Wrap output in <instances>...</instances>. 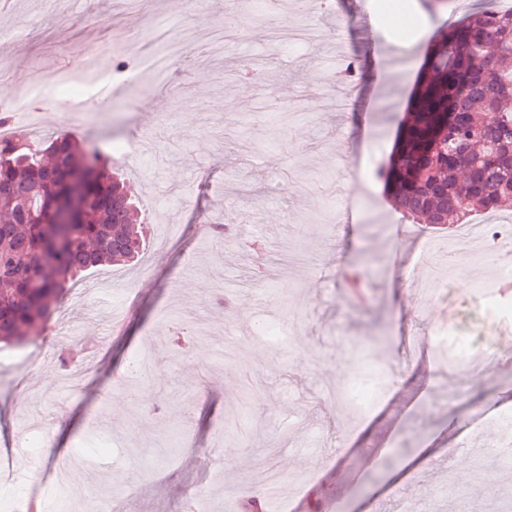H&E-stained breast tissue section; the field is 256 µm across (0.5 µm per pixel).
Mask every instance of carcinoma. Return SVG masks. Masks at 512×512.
<instances>
[{
  "mask_svg": "<svg viewBox=\"0 0 512 512\" xmlns=\"http://www.w3.org/2000/svg\"><path fill=\"white\" fill-rule=\"evenodd\" d=\"M410 111L396 115L397 154L377 169L413 224L449 229L512 208V11L493 0L448 22L429 47ZM112 157L57 137L0 138V342L41 336L51 302L82 272L139 254L143 218ZM367 294L362 268L345 274Z\"/></svg>",
  "mask_w": 512,
  "mask_h": 512,
  "instance_id": "carcinoma-1",
  "label": "carcinoma"
}]
</instances>
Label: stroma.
<instances>
[{
	"instance_id": "obj_1",
	"label": "stroma",
	"mask_w": 512,
	"mask_h": 512,
	"mask_svg": "<svg viewBox=\"0 0 512 512\" xmlns=\"http://www.w3.org/2000/svg\"><path fill=\"white\" fill-rule=\"evenodd\" d=\"M432 0H338L312 12L284 0L264 20L243 0H0V64L105 73L134 64L140 42L166 29L186 48L178 83L149 71L103 105L72 115L62 98L39 102L47 122L13 115L19 133L58 134L97 148L148 134L152 151L112 166L149 218L135 264L99 267L53 301L44 339L0 344V512L37 499L54 512L56 473L83 456L84 483L106 512H180L202 492L208 512L257 489L261 472L283 484L267 512H512L487 488L512 494L497 447L512 441V295H479L494 277L473 239L440 274L430 298L415 288L443 258L452 231L407 224L370 167L396 136L371 43L426 48L452 16ZM314 25L325 48L281 54L282 32ZM359 60L346 111L321 94L334 79L338 43ZM232 219L217 241L214 223ZM363 264L370 302L356 306L343 279ZM223 283L226 304L208 281ZM287 327L282 348L257 323ZM182 327L189 345L171 341ZM87 346L95 371L71 384L59 349ZM147 373L113 387L135 353ZM368 380L367 402L350 384ZM315 441L319 457L300 455ZM467 442L464 464L448 453Z\"/></svg>"
}]
</instances>
